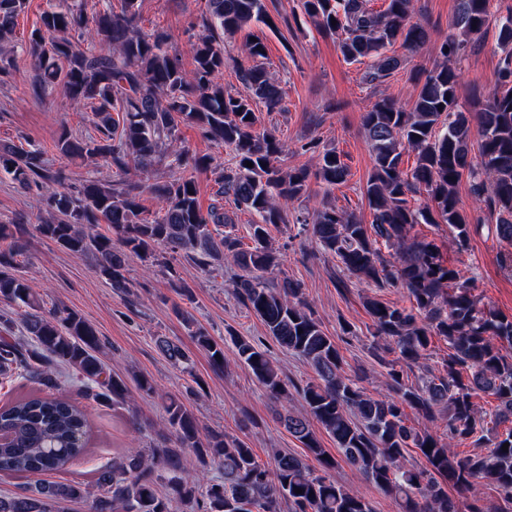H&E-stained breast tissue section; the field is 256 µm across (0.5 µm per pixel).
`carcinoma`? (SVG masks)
<instances>
[{
  "label": "carcinoma",
  "mask_w": 512,
  "mask_h": 512,
  "mask_svg": "<svg viewBox=\"0 0 512 512\" xmlns=\"http://www.w3.org/2000/svg\"><path fill=\"white\" fill-rule=\"evenodd\" d=\"M141 0H122L120 12L88 14L85 0L65 10L43 12L42 26L32 32V93L42 100L59 90L75 105H87L96 118V137H78L61 128L54 141L59 157L72 161L100 157L115 169L113 182L87 180L73 191L66 168L46 165L43 153L16 145L0 146V168L23 189L53 181L63 190L45 199L50 217L38 233L75 255L93 254L112 290L124 294L126 259L133 253L156 258V248L185 252L205 264L232 258L241 270L234 289L282 347L305 359L318 382L301 391L304 412L285 418L288 431L307 448L324 474L302 458L278 453L274 468L259 463L249 446L222 432L202 433L195 414L180 400L166 403L168 434L145 454L125 451L120 460L96 470L90 481H50L86 450L89 421L83 408L63 395L60 369L76 380L78 395L112 408L127 395L125 381L99 357L101 339L77 311L65 306L45 310L27 279L19 274L16 256L23 245L17 230L0 225V300L23 310L27 333L13 335V320L0 317V378L23 379L39 394L0 407V475L20 480L19 491L0 496V512H63L67 503L88 505L89 512H169L168 502L197 504L204 512H372L358 491L327 476L336 458L326 456L313 425L336 441L344 461L384 494L399 512H459L448 488L464 491L473 481L493 486L512 502V316L479 303L472 279L448 266L434 241L410 236L417 224H447L459 245L467 244L474 220L459 210L457 186L463 180L471 195L495 218L497 236L512 243V11L498 20L497 42L505 53L495 87L467 112L458 104L457 62L471 52L488 28L491 0H459L452 35L439 48V60L426 71L411 105L379 97L364 113L363 129L374 165L365 185L370 224L355 214L326 204L296 222L312 224V235L351 275L378 288L401 286L411 308L375 297L365 301L374 336L390 342L407 364L424 358L431 338L448 343L443 374L418 388L408 387L401 371L390 368L389 395L366 393L343 375V357L333 337L322 328L307 303L299 281L271 284L265 273L279 265L269 249L270 226L285 224L283 206L302 197L310 177L332 188L350 175L334 148L318 152L315 171L301 166L282 172L278 161L286 145L260 124L257 105L279 109L282 88L267 76L263 37L245 40L239 80L251 91L242 96L216 82L224 70V49L216 38L191 45L194 68L186 71L164 32L142 34L138 28ZM202 23L211 32L235 35L252 24L276 29L262 0H205ZM25 0H0V40L15 32ZM302 13L322 33L341 35L338 49L345 61L371 64L363 82L384 83L401 65L395 44L413 51L427 33L411 20L412 0H385L374 11L366 0H300ZM87 37L100 49L81 50L74 37ZM122 118L114 117V113ZM480 127L472 151V121ZM181 125L198 127L208 139L228 146L235 162L217 172L219 203L204 211L198 200L196 174L211 169L212 158L181 150L179 172L163 182L143 186L122 179L130 166L147 172L167 160ZM413 152L417 163L402 168V156ZM253 167H247V163ZM425 189L429 202L416 206L410 196ZM149 191L158 210L141 204ZM246 209L252 246L221 231L230 223L226 210ZM112 227L115 237L85 230ZM380 241L398 248L396 262L376 247ZM216 373L224 372V345L203 330L193 333ZM233 341L238 359L274 401L289 397L287 383L261 347L244 336ZM159 350L173 363L192 370L185 350L166 338ZM498 401L494 419L472 401L478 392ZM417 424L407 423L406 408ZM444 424L441 432L434 430ZM485 447L484 453L460 456L463 442ZM508 451H503V444ZM424 459L420 468L405 465L408 449ZM203 463L220 461L224 480L206 481L188 455ZM167 474L168 497L157 493Z\"/></svg>",
  "instance_id": "cac0c4a2"
}]
</instances>
